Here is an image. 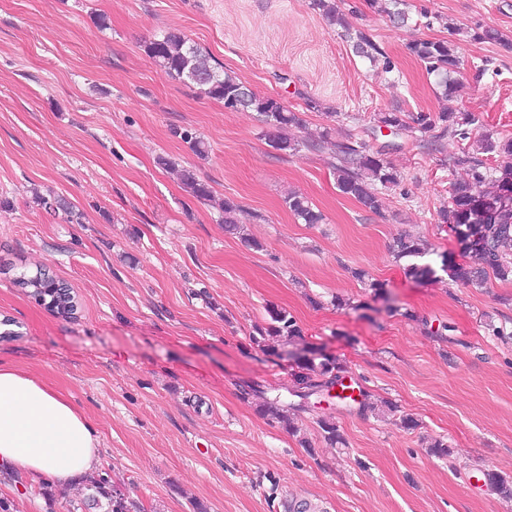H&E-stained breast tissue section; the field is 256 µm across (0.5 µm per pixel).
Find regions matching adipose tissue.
Instances as JSON below:
<instances>
[{
	"instance_id": "adipose-tissue-1",
	"label": "adipose tissue",
	"mask_w": 512,
	"mask_h": 512,
	"mask_svg": "<svg viewBox=\"0 0 512 512\" xmlns=\"http://www.w3.org/2000/svg\"><path fill=\"white\" fill-rule=\"evenodd\" d=\"M85 413L37 378L0 362V470L66 487L99 465Z\"/></svg>"
}]
</instances>
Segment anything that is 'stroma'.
Listing matches in <instances>:
<instances>
[{
  "label": "stroma",
  "mask_w": 512,
  "mask_h": 512,
  "mask_svg": "<svg viewBox=\"0 0 512 512\" xmlns=\"http://www.w3.org/2000/svg\"><path fill=\"white\" fill-rule=\"evenodd\" d=\"M408 2L411 22L397 28L369 0H337L391 58L387 73L355 56L312 0H0V361L90 415L102 440L96 477L151 512H288L300 500L318 512H512V499L464 489L484 469L512 476V282H418L390 250L410 233L434 245L430 262L460 257L438 217L451 179L465 176L448 169L460 142L428 151L398 136L387 159L403 182L378 216L337 190L329 152L280 154L257 113L226 110L144 50L180 31L302 113L300 137L344 141L366 137L375 113L439 109L409 42L450 39L452 23L489 25L503 43L457 42L456 104L512 138V0ZM176 126L200 134L206 158L172 136ZM161 156L194 167L212 198L186 193ZM291 190L323 223L294 218ZM40 194L65 197L74 216L47 213ZM226 198L259 248L225 234ZM42 265L71 288L74 318L13 286ZM358 266L382 295L350 276ZM270 304L297 319L303 347L336 356L417 428L321 403L296 415L310 454L263 419L242 384L287 401L296 368L251 341ZM322 413L344 444L318 438ZM434 437L455 449V465L429 454ZM86 494L83 481L61 490L0 475L10 512H95Z\"/></svg>",
  "instance_id": "obj_1"
}]
</instances>
